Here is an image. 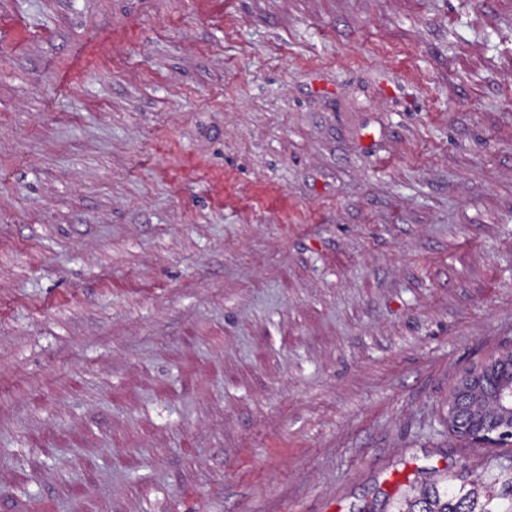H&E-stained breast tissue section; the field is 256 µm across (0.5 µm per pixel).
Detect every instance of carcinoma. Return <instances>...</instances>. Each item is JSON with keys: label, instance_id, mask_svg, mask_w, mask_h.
<instances>
[{"label": "carcinoma", "instance_id": "1", "mask_svg": "<svg viewBox=\"0 0 512 512\" xmlns=\"http://www.w3.org/2000/svg\"><path fill=\"white\" fill-rule=\"evenodd\" d=\"M396 512H512V476L500 491L485 495L468 481L448 479L441 487L424 486L412 498L403 496Z\"/></svg>", "mask_w": 512, "mask_h": 512}]
</instances>
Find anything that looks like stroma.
Here are the masks:
<instances>
[{"label":"stroma","mask_w":512,"mask_h":512,"mask_svg":"<svg viewBox=\"0 0 512 512\" xmlns=\"http://www.w3.org/2000/svg\"><path fill=\"white\" fill-rule=\"evenodd\" d=\"M512 0H0V512H390L512 447ZM487 379H496L486 383ZM494 390V400L487 408H478L473 396L486 386ZM467 411L468 421L458 415ZM448 428L459 436L494 446L500 441L512 445V354L503 352L492 356L483 365L460 378L448 398Z\"/></svg>","instance_id":"35a3bbf8"}]
</instances>
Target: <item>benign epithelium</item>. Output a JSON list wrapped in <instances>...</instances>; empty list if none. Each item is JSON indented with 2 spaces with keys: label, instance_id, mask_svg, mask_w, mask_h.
Instances as JSON below:
<instances>
[{
  "label": "benign epithelium",
  "instance_id": "obj_1",
  "mask_svg": "<svg viewBox=\"0 0 512 512\" xmlns=\"http://www.w3.org/2000/svg\"><path fill=\"white\" fill-rule=\"evenodd\" d=\"M497 380L494 400L479 408L473 396L486 386V380ZM467 411L468 421L460 426L458 415ZM448 428L459 436L494 446L505 441L512 445V354L492 356L483 365L460 378L448 398Z\"/></svg>",
  "mask_w": 512,
  "mask_h": 512
}]
</instances>
